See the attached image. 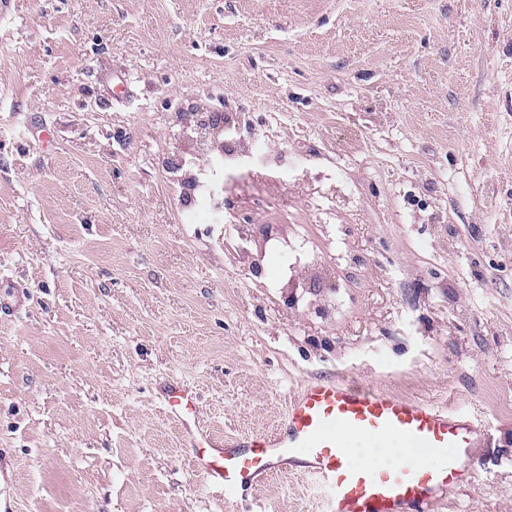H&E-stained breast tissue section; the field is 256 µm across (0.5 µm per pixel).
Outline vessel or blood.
Here are the masks:
<instances>
[{
  "mask_svg": "<svg viewBox=\"0 0 512 512\" xmlns=\"http://www.w3.org/2000/svg\"><path fill=\"white\" fill-rule=\"evenodd\" d=\"M164 401L190 433L193 463L211 487L225 494L263 480L288 465L318 478L330 512H433L443 492L457 486L485 430L467 416L405 399L355 381L309 383L289 404L273 433L227 440L196 430V396L170 383ZM399 440L438 454L436 464L417 462L383 472L351 465L345 454L355 439Z\"/></svg>",
  "mask_w": 512,
  "mask_h": 512,
  "instance_id": "obj_1",
  "label": "vessel or blood"
}]
</instances>
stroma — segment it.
<instances>
[{
    "label": "stroma",
    "instance_id": "35a3bbf8",
    "mask_svg": "<svg viewBox=\"0 0 512 512\" xmlns=\"http://www.w3.org/2000/svg\"><path fill=\"white\" fill-rule=\"evenodd\" d=\"M133 91L107 99L98 76ZM248 113L224 217L169 182L180 108ZM316 253L332 277H292ZM279 428L318 379L483 423L435 512H512V0H12L0 18V498L15 512H326L225 499L165 409Z\"/></svg>",
    "mask_w": 512,
    "mask_h": 512
}]
</instances>
